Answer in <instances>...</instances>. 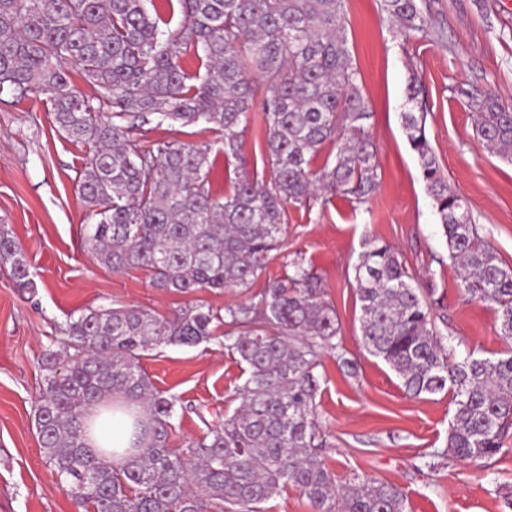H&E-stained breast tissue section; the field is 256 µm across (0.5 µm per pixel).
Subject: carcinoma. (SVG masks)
<instances>
[{
  "label": "carcinoma",
  "instance_id": "obj_1",
  "mask_svg": "<svg viewBox=\"0 0 512 512\" xmlns=\"http://www.w3.org/2000/svg\"><path fill=\"white\" fill-rule=\"evenodd\" d=\"M172 29L154 0H0V95L44 97L59 135L89 149L79 192L92 223L87 253L114 272L151 273L175 293L248 289L280 242L288 207L311 209L320 193L360 207L380 181L365 122L368 102L347 37L346 0H167ZM404 41L437 35L429 0H382ZM194 50L204 75L191 74ZM77 71L89 98L70 80ZM477 138L512 163V105L458 85ZM97 100L93 105L91 100ZM253 112L265 132L269 179L241 171L219 198L208 178L211 146L148 140L146 127L204 123L224 157L245 166ZM427 110L402 113L421 175L458 266L464 292L494 307L512 343V265L498 259L426 137ZM333 159L317 170L326 146ZM0 260L18 288L38 285L12 233L0 224ZM268 279L257 299L196 304L158 318L137 307L89 309L67 321L41 356L46 384L35 413L40 448L67 495L86 512H261L292 485L314 512H408L395 485L366 479L337 488L315 412L316 369L339 348L336 311L300 259ZM398 252L373 242L356 267L364 347L413 396L452 394L448 455L490 459L512 436V349L491 360L457 357ZM244 365L241 405L187 448L168 446L177 397L153 387L140 365L162 346L211 340ZM146 405L144 450L121 469L85 442V418L107 396Z\"/></svg>",
  "mask_w": 512,
  "mask_h": 512
}]
</instances>
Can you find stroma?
I'll return each mask as SVG.
<instances>
[{
  "instance_id": "obj_1",
  "label": "stroma",
  "mask_w": 512,
  "mask_h": 512,
  "mask_svg": "<svg viewBox=\"0 0 512 512\" xmlns=\"http://www.w3.org/2000/svg\"><path fill=\"white\" fill-rule=\"evenodd\" d=\"M347 36L372 116L380 188L369 204L344 196L308 211L290 209L281 244L252 289L180 294L154 288L148 272L116 273L84 248L88 210L78 191L86 161L56 132L50 107L28 98L0 103V224L23 249L38 283L36 296L14 288L0 266V512H82L46 464L34 414L45 391L38 357L58 325L90 308L134 305L159 316L200 303L215 310L245 304L268 278L288 274L303 258L335 308L338 340L355 372L325 354L315 398L326 446L322 456L337 486L376 479L397 486L409 512H512V440L491 459L438 461L454 413L448 393L406 394L400 379L363 347L356 266L368 241L398 250L427 301L444 342L457 355L505 356L499 320L488 304L467 299L447 240L402 127L409 74L424 87L426 135L448 185L466 203L497 257L512 265V164L490 153L475 133L455 86L476 87L512 103V0H433L441 39L402 42L381 0H347ZM152 138L210 143L215 196L238 173L218 136L199 125L163 127ZM153 386L181 404L170 445L187 447L241 403L245 380L224 351V331L193 347L169 345L141 360ZM497 484H490V476Z\"/></svg>"
}]
</instances>
